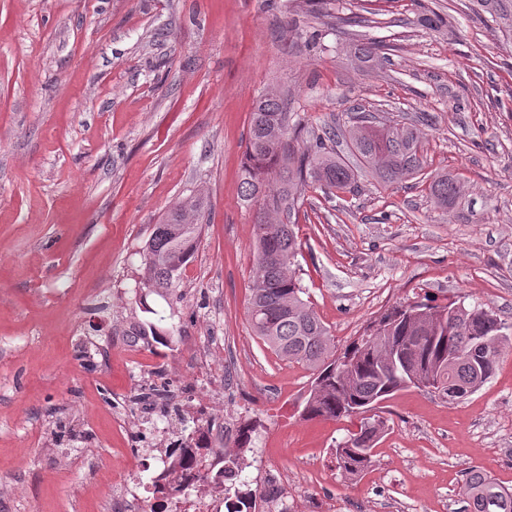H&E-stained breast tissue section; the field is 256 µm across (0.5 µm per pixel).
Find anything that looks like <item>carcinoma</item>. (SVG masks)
Returning <instances> with one entry per match:
<instances>
[{"label":"carcinoma","instance_id":"1","mask_svg":"<svg viewBox=\"0 0 512 512\" xmlns=\"http://www.w3.org/2000/svg\"><path fill=\"white\" fill-rule=\"evenodd\" d=\"M504 36L512 39V0H477ZM349 143L372 175L384 184L418 175L423 170V133L413 124L392 121L382 125L352 122L343 130L330 128L310 139L288 124L285 100L273 87L256 100L251 112L244 160L242 193L262 201L256 228L255 276L248 306L250 326L277 357L312 371L302 416L341 419L362 414L358 431L335 448L338 469L359 476L374 465L373 448L386 421L366 416L382 401L415 386L444 397L454 391L466 397L490 380L504 350L512 345V323L479 305L436 306L419 303L395 307L382 315L369 333L343 353L329 329L303 299L295 268L300 244L297 224L278 216L291 212L308 187L348 190L357 173L337 153L336 139ZM431 194L448 207L460 187L448 176L432 178ZM209 200L202 188L179 199L154 225L143 253L144 288L163 299L174 295L187 265L197 252ZM134 320L132 335L148 344L174 340V329ZM256 425L242 423L233 445L219 444L224 467L203 473L204 483H223L241 475L243 449L251 447ZM466 512H512V489L481 470L467 474ZM256 491L245 480L224 489L225 512H255Z\"/></svg>","mask_w":512,"mask_h":512}]
</instances>
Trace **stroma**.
<instances>
[{"mask_svg":"<svg viewBox=\"0 0 512 512\" xmlns=\"http://www.w3.org/2000/svg\"><path fill=\"white\" fill-rule=\"evenodd\" d=\"M443 19L432 27L425 11ZM289 124L418 122L426 175L308 188L293 219L306 298L337 350L386 311L480 304L512 322V42L473 0H0V512H114L101 461L163 430L256 422L251 489L288 512H462L466 471L512 487V350L453 402L382 404L375 464L333 450L358 418L301 415L312 375L253 335L259 205L240 165L261 91ZM461 186L438 207L430 179ZM209 218L176 294L142 285V247L191 190ZM178 342L128 358L113 329L149 315Z\"/></svg>","mask_w":512,"mask_h":512,"instance_id":"35a3bbf8","label":"stroma"}]
</instances>
